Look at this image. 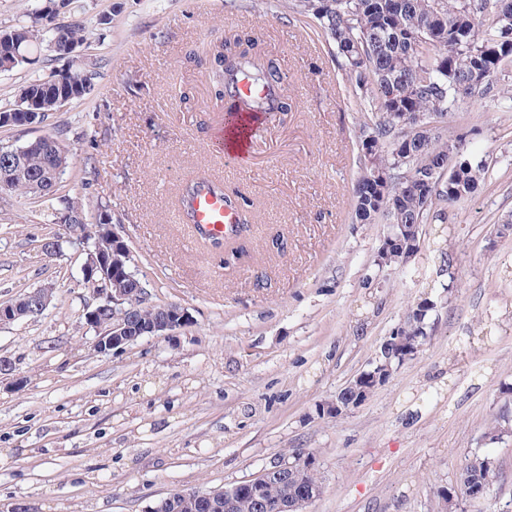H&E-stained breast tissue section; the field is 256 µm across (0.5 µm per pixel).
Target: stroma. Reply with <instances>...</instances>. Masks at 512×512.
<instances>
[{
    "label": "stroma",
    "mask_w": 512,
    "mask_h": 512,
    "mask_svg": "<svg viewBox=\"0 0 512 512\" xmlns=\"http://www.w3.org/2000/svg\"><path fill=\"white\" fill-rule=\"evenodd\" d=\"M81 2L55 21L85 27L76 56L97 73L90 94L43 124L0 127V144L67 129L72 193L88 217L107 206L152 301L191 321L94 353L82 247L47 258L51 201L0 197V301L53 290L43 315L0 327V358L27 379L17 389L0 378V512L16 502L148 512L177 491L251 479L298 448L314 452L323 487L307 512H499L512 501V436L485 432L497 418L512 425V234L497 233L512 221V108L475 96L448 117L449 136L492 168L448 209L451 275L429 248L437 224L403 268L381 273L373 261L389 226L354 217L360 114L343 60L289 0ZM250 30L279 63L292 109L264 113L257 161L236 169L216 152L227 105L210 62L188 54ZM32 56L0 71V111L21 85L71 67L44 44ZM201 171L256 206L239 265L220 266L218 249L176 218L178 174ZM426 299L435 307L420 351L359 406L322 414ZM476 453L494 457L499 478L471 499L460 475Z\"/></svg>",
    "instance_id": "obj_1"
}]
</instances>
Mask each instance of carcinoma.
I'll return each mask as SVG.
<instances>
[{"label": "carcinoma", "mask_w": 512, "mask_h": 512, "mask_svg": "<svg viewBox=\"0 0 512 512\" xmlns=\"http://www.w3.org/2000/svg\"><path fill=\"white\" fill-rule=\"evenodd\" d=\"M40 17L17 29L22 46L31 49L41 39L39 19L55 14L57 0H42ZM290 9L308 25L320 28L336 45L344 61L353 96L360 107L358 163L354 215L360 224L379 219L397 236L401 227L443 224L447 207L474 194L491 176L487 160L443 128H416V118L441 123L474 94L498 97V75L512 64V0H292ZM12 31L0 32V70L23 65L16 58ZM257 38L233 35L212 47V73L222 77L230 111L240 112L232 76L245 72L266 87L270 97L251 108L288 112L285 77L273 59L264 61L255 51ZM96 72L77 67L64 83L32 80L21 86L15 121L30 109L47 117L62 107L61 99L81 101L90 94ZM51 145L18 153L9 193L40 198L54 195L56 211L86 214L82 201L70 194L57 175L67 171L69 154L58 135ZM419 313L401 328L411 353L428 336L429 311ZM168 315L167 305L139 308L133 327L138 329ZM475 455L461 479L485 486L498 471ZM285 486L271 479L260 486L237 489L233 512H256V498L275 500ZM152 512H224V490L203 493L183 490L159 499Z\"/></svg>", "instance_id": "1"}]
</instances>
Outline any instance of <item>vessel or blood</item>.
Returning <instances> with one entry per match:
<instances>
[{"label":"vessel or blood","instance_id":"1","mask_svg":"<svg viewBox=\"0 0 512 512\" xmlns=\"http://www.w3.org/2000/svg\"><path fill=\"white\" fill-rule=\"evenodd\" d=\"M256 119L257 114L252 110L225 118L217 137L225 159L237 164L245 159V143L251 138ZM182 209L201 237L229 238L240 221L239 211L225 200L222 188L205 176L198 177L184 193Z\"/></svg>","mask_w":512,"mask_h":512}]
</instances>
